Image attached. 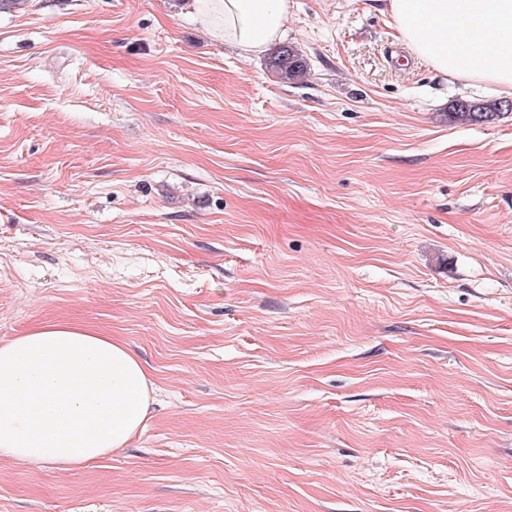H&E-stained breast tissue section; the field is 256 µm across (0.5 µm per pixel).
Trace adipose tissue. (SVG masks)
<instances>
[{
  "label": "adipose tissue",
  "mask_w": 512,
  "mask_h": 512,
  "mask_svg": "<svg viewBox=\"0 0 512 512\" xmlns=\"http://www.w3.org/2000/svg\"><path fill=\"white\" fill-rule=\"evenodd\" d=\"M217 44L265 53L287 33L288 0H185ZM400 38L450 78L512 92V0H388ZM153 383L121 338L51 322L0 343V458L68 472L127 445Z\"/></svg>",
  "instance_id": "obj_1"
}]
</instances>
